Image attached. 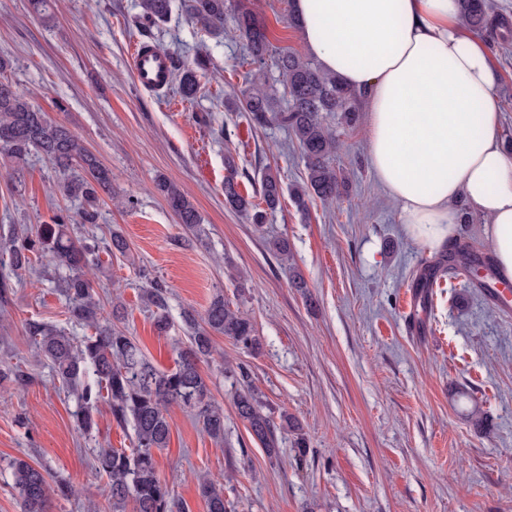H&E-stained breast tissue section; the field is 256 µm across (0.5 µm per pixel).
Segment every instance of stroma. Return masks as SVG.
<instances>
[{
	"label": "stroma",
	"instance_id": "stroma-1",
	"mask_svg": "<svg viewBox=\"0 0 512 512\" xmlns=\"http://www.w3.org/2000/svg\"><path fill=\"white\" fill-rule=\"evenodd\" d=\"M138 0H53L52 20L33 15L28 0H0V59L8 79L51 119L63 122L112 170L97 224L76 235L122 232L128 256L103 251L91 276L102 301L121 297L122 321L152 362L173 368L174 340L184 338L181 313L204 311L215 293L249 317L260 345L251 350L214 338L202 363L212 399L224 409L216 442L190 411L170 406L168 448L157 454L162 478L206 512L197 490L206 476L224 489L227 512H512V317L464 276L443 275L426 314L416 312L413 280L436 258L411 240L397 209L367 161L368 124L335 126L333 160L346 188L339 199L308 201L298 210L291 191L305 178L293 136L278 125L253 126L234 111L233 97L252 85H278L273 66L251 64L232 23L223 40L191 22L182 0L153 31L152 43L180 52L186 64L209 52L212 67L195 99L177 84L149 92L135 82L129 56L141 37ZM254 14L270 42L306 55L289 15L291 0H234ZM498 72L500 135L512 140V39L482 32ZM284 189L262 223L234 210L224 178L257 197L262 170ZM48 159L21 166L0 159V240L9 228L35 233L57 210L80 201L58 189ZM179 185L205 229L195 239L178 224L156 188ZM287 240L288 260L274 249ZM300 273L306 289L292 287ZM168 288L172 327L158 335L140 293L144 274ZM61 274L40 257L31 273L0 291V367H19L29 382L0 385V512H21L9 460L25 457L72 487L49 512H88L103 504L104 481L90 466L97 448H132L133 430L118 426L107 403L97 430L75 427L76 399L35 357L25 332L40 320L83 336L66 315ZM250 383L272 417L288 414L301 430L279 431L268 455L238 419L232 403ZM483 427H475V418ZM304 438L306 450L295 442Z\"/></svg>",
	"mask_w": 512,
	"mask_h": 512
}]
</instances>
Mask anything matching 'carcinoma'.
<instances>
[{"label":"carcinoma","mask_w":512,"mask_h":512,"mask_svg":"<svg viewBox=\"0 0 512 512\" xmlns=\"http://www.w3.org/2000/svg\"><path fill=\"white\" fill-rule=\"evenodd\" d=\"M183 2L188 18L216 37L224 34L226 19H232L246 42L252 63L260 68L270 63L278 70L285 106L278 105L276 89L261 85L242 92L235 99L234 107L248 113L259 127L274 122L294 135L306 168L303 185L292 190L297 207L305 208L307 200L314 196L323 202L336 199L345 187V180L332 166L339 139L325 118L332 112H340L344 124L354 126L359 121L355 92L342 87L313 60L273 47L264 26L253 14L232 11V0ZM139 8L137 30L143 35L167 20L172 2L139 0ZM492 12L489 0H460L462 19L471 28H494L500 38H511L512 25L505 19L495 20ZM169 60L171 77L179 79L182 97L196 98L201 90L198 73L208 71L210 55L196 57L192 67L173 54ZM34 151L58 168L62 175L60 191L82 201L80 223H97L100 195L112 192V170L64 123L51 120L3 78L0 80V153L19 166ZM158 189L183 229L202 236L204 229L198 210L179 186L162 180ZM259 195L269 210L277 208L283 195L280 180L268 168L261 174ZM224 197L239 212L252 214L257 223L262 221L263 214L257 210V204L240 194L232 176L224 179ZM71 223L73 217L69 212L61 211L54 216L53 223L41 225L33 237L25 232H12L0 268L14 275L31 268L32 254L45 253L63 273L60 285L68 319L90 330L79 338L42 321L32 320L26 326L37 355L49 363L58 382L76 396L77 410L73 417L79 432L92 434L97 426L94 414L103 401L111 407L118 425L132 426L134 448L129 451L97 448L92 459V468L106 478L104 491L112 502V512H124L130 500L135 512H186V505L157 470L155 454L168 447L170 441L167 408L177 405L195 412L209 437L224 440V409L211 400L200 363L211 356L215 335H224L247 348H258L254 324L244 313L231 309L224 301V294L218 292L204 313L194 309L182 312L187 343L179 348L173 369H159L134 338L116 325L124 314L122 301L117 299L111 307H106L97 297L95 282L89 276L100 250L127 254L125 237L114 230L106 242L93 237L76 238L71 233ZM454 262L457 267L472 272L481 259L461 248ZM167 294L164 284L155 279L142 293L145 304L157 310L156 325L162 333L170 328L166 316ZM233 405L250 434L268 453L276 452L278 429L292 426L288 415H282L281 424H275L264 413L262 402L248 383L235 391ZM9 467L22 512H48L52 495L66 496L71 492L66 480L53 479L45 469L24 458H13ZM198 492L207 512H226L224 489L214 480L207 477L199 480Z\"/></svg>","instance_id":"cac0c4a2"}]
</instances>
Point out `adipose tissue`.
I'll list each match as a JSON object with an SVG mask.
<instances>
[{"mask_svg": "<svg viewBox=\"0 0 512 512\" xmlns=\"http://www.w3.org/2000/svg\"><path fill=\"white\" fill-rule=\"evenodd\" d=\"M302 41L365 100L368 161L406 234L438 252L458 239V201L512 279V155L500 138L498 76L458 0H293Z\"/></svg>", "mask_w": 512, "mask_h": 512, "instance_id": "adipose-tissue-1", "label": "adipose tissue"}]
</instances>
